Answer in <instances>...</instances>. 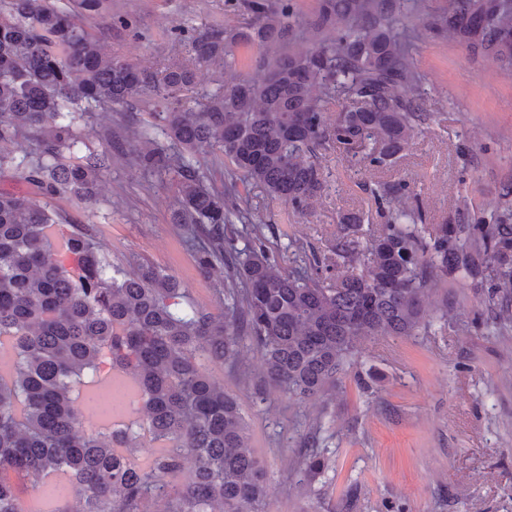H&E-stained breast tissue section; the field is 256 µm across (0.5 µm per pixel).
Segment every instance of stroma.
Returning a JSON list of instances; mask_svg holds the SVG:
<instances>
[{"label":"stroma","instance_id":"stroma-1","mask_svg":"<svg viewBox=\"0 0 512 512\" xmlns=\"http://www.w3.org/2000/svg\"><path fill=\"white\" fill-rule=\"evenodd\" d=\"M115 16L126 17L127 26H112ZM237 18L224 0H109L92 30L113 52L152 68L167 57L188 60L193 35ZM414 59L426 76L420 95L436 119L416 138L397 175L431 223H452L463 196L490 216L501 186L512 182V76L493 61L470 59L450 39L421 38ZM124 113L118 106L95 108L76 133L90 149H103V128L116 126ZM134 122L147 137L108 145L114 159L95 204L53 199L62 228L83 225L114 267L128 268L138 258L165 268L185 285L189 302L221 313L213 290L224 271L200 272L172 224L171 176L136 169L124 158L146 140L169 144L149 113H135ZM322 164L331 174L330 189L314 215L298 216L260 189L250 190L252 207L267 220L273 253L294 239L325 248L340 212L374 211L359 188L363 170L333 150L323 153ZM481 297V289L464 281L434 291L428 307L447 306V320H434L416 336L367 341L332 394L303 404L275 390L255 393L264 366L252 346L240 355L244 372L210 366L237 398L252 450L267 467L265 512H512V324H493ZM310 443L329 463L316 476L295 466Z\"/></svg>","mask_w":512,"mask_h":512}]
</instances>
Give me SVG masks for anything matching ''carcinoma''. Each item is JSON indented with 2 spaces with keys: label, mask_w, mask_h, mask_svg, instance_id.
<instances>
[{
  "label": "carcinoma",
  "mask_w": 512,
  "mask_h": 512,
  "mask_svg": "<svg viewBox=\"0 0 512 512\" xmlns=\"http://www.w3.org/2000/svg\"><path fill=\"white\" fill-rule=\"evenodd\" d=\"M225 4L243 22L198 32L192 65L150 70L89 30L107 0H77L73 10L0 0V142L20 152L0 153V171L21 172L40 195L0 190V348L14 357L0 373V512H30L25 482L54 474L79 495L72 512H146L158 497L165 512H264L266 467L237 399L206 364L237 365L247 341L264 386L306 401L336 387L371 337L417 335L429 292L463 279L484 289L492 319L512 324V209L487 223L463 198L456 223L430 224L409 205L407 183L386 176L436 118L415 94L423 75L412 32L455 39L511 74L512 0H448L430 13L416 0H318L308 24L319 40L306 49L292 47L303 24L296 0ZM239 47L258 50L261 75L187 105L208 67L232 68ZM331 100L340 103L333 115ZM93 104L147 109L163 122L171 146L135 151L130 162L175 176L173 223L195 242L201 272L224 268L213 289L220 315L188 303L180 281L151 262L113 269L79 225L52 240L50 200L92 203L112 162L109 149L66 160ZM333 146L378 176L361 187L380 223L366 231L363 212H342L327 249L294 239L286 261L267 251L264 217L235 182L219 187L191 163L220 155L243 185L309 216L327 196L319 155ZM233 211L251 224L244 250ZM127 374L145 419L87 431L76 391ZM144 440L154 452L136 461ZM296 465L316 475L325 458L309 449Z\"/></svg>",
  "instance_id": "carcinoma-1"
}]
</instances>
